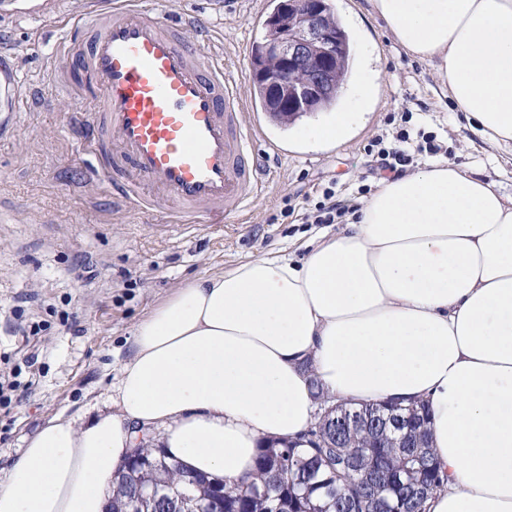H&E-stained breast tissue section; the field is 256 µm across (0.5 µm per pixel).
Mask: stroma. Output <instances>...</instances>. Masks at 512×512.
<instances>
[{
    "instance_id": "obj_1",
    "label": "stroma",
    "mask_w": 512,
    "mask_h": 512,
    "mask_svg": "<svg viewBox=\"0 0 512 512\" xmlns=\"http://www.w3.org/2000/svg\"><path fill=\"white\" fill-rule=\"evenodd\" d=\"M159 14L204 16L229 64L259 41L270 0H148ZM352 44L369 56L378 92L362 124L332 146L313 131L321 114L289 125L261 116L255 143L264 171L244 223L170 224L160 212L132 214L88 177L63 117L55 58L84 10L60 0L45 15L0 18V49L13 53L19 82L34 94L0 140V486L25 441L59 413L84 423L102 411L130 357L135 326L172 288L251 257L298 261L307 243L334 224L304 218L321 187L353 209L372 195L377 161L368 145L393 133L403 112L411 128L433 133L442 159L490 178L512 194V153L485 143L466 113L440 97L429 62L406 52L366 0H333ZM39 325L30 335V325Z\"/></svg>"
}]
</instances>
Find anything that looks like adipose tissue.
Segmentation results:
<instances>
[{"mask_svg": "<svg viewBox=\"0 0 512 512\" xmlns=\"http://www.w3.org/2000/svg\"><path fill=\"white\" fill-rule=\"evenodd\" d=\"M478 134L512 150V0H366ZM347 84L319 140L369 105ZM331 402L431 410L447 482L428 512H512V198L437 161L383 178L345 230L301 261L261 256L175 287L135 327L109 410L58 414L25 442L0 512H104L138 429L189 473L240 485L264 439L307 443Z\"/></svg>", "mask_w": 512, "mask_h": 512, "instance_id": "1", "label": "adipose tissue"}]
</instances>
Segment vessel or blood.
<instances>
[{"label":"vessel or blood","instance_id":"1","mask_svg":"<svg viewBox=\"0 0 512 512\" xmlns=\"http://www.w3.org/2000/svg\"><path fill=\"white\" fill-rule=\"evenodd\" d=\"M49 0H0V15L40 14ZM94 31L62 44L65 68L84 70L100 93L65 84V115L80 149L96 159L94 181L127 210L165 208L184 224L242 222L259 186L252 152L260 127L249 76L230 77L209 25L190 14L167 20L140 0H88ZM197 33L181 39L183 28ZM21 89L0 51V139L14 126Z\"/></svg>","mask_w":512,"mask_h":512}]
</instances>
